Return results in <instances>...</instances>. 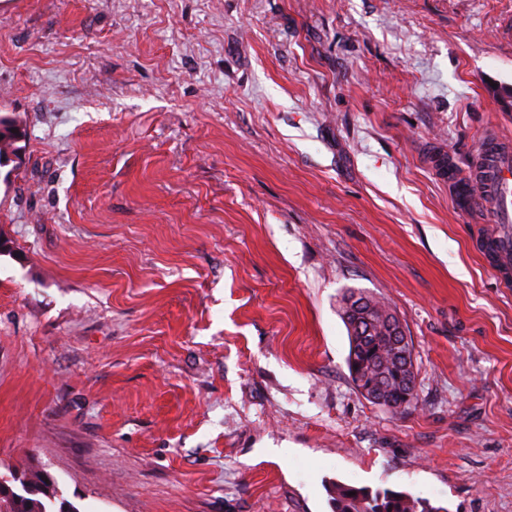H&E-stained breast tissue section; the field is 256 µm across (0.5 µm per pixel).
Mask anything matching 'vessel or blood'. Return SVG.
I'll return each mask as SVG.
<instances>
[{"mask_svg": "<svg viewBox=\"0 0 512 512\" xmlns=\"http://www.w3.org/2000/svg\"><path fill=\"white\" fill-rule=\"evenodd\" d=\"M458 199L488 206L498 231L490 246L502 278L512 277V144L487 134L479 142L474 169L457 180Z\"/></svg>", "mask_w": 512, "mask_h": 512, "instance_id": "b4317fda", "label": "vessel or blood"}]
</instances>
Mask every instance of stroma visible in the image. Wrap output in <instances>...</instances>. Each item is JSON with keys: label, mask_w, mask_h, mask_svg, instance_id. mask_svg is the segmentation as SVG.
Returning <instances> with one entry per match:
<instances>
[{"label": "stroma", "mask_w": 512, "mask_h": 512, "mask_svg": "<svg viewBox=\"0 0 512 512\" xmlns=\"http://www.w3.org/2000/svg\"><path fill=\"white\" fill-rule=\"evenodd\" d=\"M512 0H0V469L79 512H512V287L439 173L512 143ZM384 299L419 403L353 387ZM11 129H16V133H12ZM22 137L23 133L14 120L9 116L0 114V167L13 161L11 156L19 159L18 153L22 147L18 146L17 143L21 141ZM331 512H447L442 506L393 489L376 490L334 482L329 489ZM348 492L355 495L348 496Z\"/></svg>", "instance_id": "obj_1"}]
</instances>
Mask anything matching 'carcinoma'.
Returning a JSON list of instances; mask_svg holds the SVG:
<instances>
[{
	"label": "carcinoma",
	"instance_id": "carcinoma-1",
	"mask_svg": "<svg viewBox=\"0 0 512 512\" xmlns=\"http://www.w3.org/2000/svg\"><path fill=\"white\" fill-rule=\"evenodd\" d=\"M23 133L14 120L0 114V167L18 156ZM392 309L381 298L363 291L349 290L340 300V314L349 337L346 365L354 387L377 378L384 381L385 399L393 412L403 413L418 401L416 374L402 368L388 328ZM30 491L21 495L0 494V512H79L63 497L54 480H46L41 470L24 474ZM332 512H447L442 506L404 491H372L334 482L329 489Z\"/></svg>",
	"mask_w": 512,
	"mask_h": 512
}]
</instances>
